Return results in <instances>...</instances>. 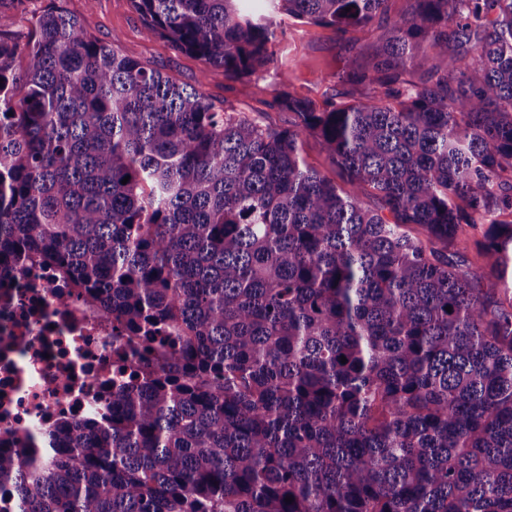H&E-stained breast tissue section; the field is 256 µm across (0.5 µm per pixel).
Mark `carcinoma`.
Instances as JSON below:
<instances>
[{"mask_svg":"<svg viewBox=\"0 0 512 512\" xmlns=\"http://www.w3.org/2000/svg\"><path fill=\"white\" fill-rule=\"evenodd\" d=\"M131 2L293 121L0 0V271L53 266L133 356L48 457L0 449V512H512V0ZM275 12L390 22L336 74L362 98L288 92ZM49 3L50 0H29L27 11L17 14L13 19L11 30L15 37L25 41L32 29L34 15L39 14ZM303 150V156L308 164L317 168L336 183L342 184L331 158L313 139H308L305 142Z\"/></svg>","mask_w":512,"mask_h":512,"instance_id":"1","label":"carcinoma"}]
</instances>
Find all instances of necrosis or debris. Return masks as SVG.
I'll return each instance as SVG.
<instances>
[{"label": "necrosis or debris", "instance_id": "4bbe7bcc", "mask_svg": "<svg viewBox=\"0 0 512 512\" xmlns=\"http://www.w3.org/2000/svg\"><path fill=\"white\" fill-rule=\"evenodd\" d=\"M112 319L48 267L0 274V446L46 451L61 420L103 413L127 356Z\"/></svg>", "mask_w": 512, "mask_h": 512}]
</instances>
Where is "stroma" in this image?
Instances as JSON below:
<instances>
[{
	"label": "stroma",
	"mask_w": 512,
	"mask_h": 512,
	"mask_svg": "<svg viewBox=\"0 0 512 512\" xmlns=\"http://www.w3.org/2000/svg\"><path fill=\"white\" fill-rule=\"evenodd\" d=\"M64 6L78 15L87 31L108 42L119 38L123 52L149 66L161 69L174 81L201 87L216 107H229L263 120L278 128L288 127L292 115L268 107L275 75L264 79L231 81L224 71L211 68L194 55L174 50L166 41L148 37L142 18L130 0H63ZM285 29L280 48L290 64L288 89L293 94L320 101L327 97L351 95L352 87L334 79L349 52L333 29L300 24L280 15Z\"/></svg>",
	"instance_id": "1"
}]
</instances>
